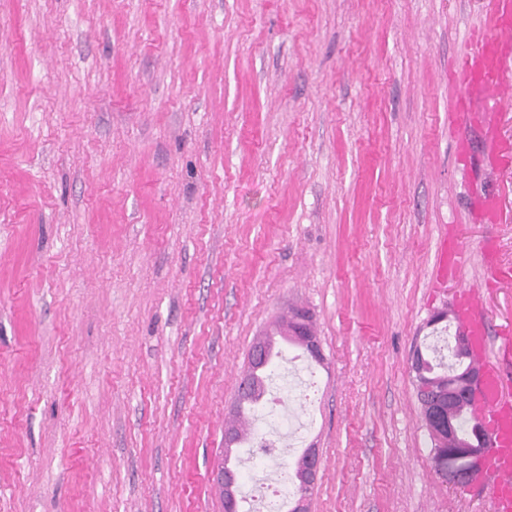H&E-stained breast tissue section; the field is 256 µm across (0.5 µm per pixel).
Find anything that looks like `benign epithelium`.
I'll list each match as a JSON object with an SVG mask.
<instances>
[{
  "mask_svg": "<svg viewBox=\"0 0 512 512\" xmlns=\"http://www.w3.org/2000/svg\"><path fill=\"white\" fill-rule=\"evenodd\" d=\"M479 378L480 371L475 363L462 375L458 387L448 389L446 394L416 379V393L422 407L423 420L438 458V475L451 485L469 484L482 457V449L459 439L455 423L457 405L470 395ZM320 464V456L315 448L307 449L296 462L295 475L301 480L304 491L300 492L295 501V512H307L306 490L316 483ZM217 482L224 494L226 512H236L239 474L233 469L222 467L217 473Z\"/></svg>",
  "mask_w": 512,
  "mask_h": 512,
  "instance_id": "1",
  "label": "benign epithelium"
}]
</instances>
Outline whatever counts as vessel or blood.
<instances>
[{
    "label": "vessel or blood",
    "instance_id": "1",
    "mask_svg": "<svg viewBox=\"0 0 512 512\" xmlns=\"http://www.w3.org/2000/svg\"><path fill=\"white\" fill-rule=\"evenodd\" d=\"M492 35L476 40L471 51L455 62L456 85L466 96L477 99L476 112L455 113L453 127L459 136L477 130L495 164H512V143L499 139L498 118L512 104V0H490ZM465 253L444 246L439 260V280L456 274ZM454 316L467 334L480 379L469 405L488 436L482 469L476 482L492 512H512V334L491 336L490 317L478 289L460 291L454 301Z\"/></svg>",
    "mask_w": 512,
    "mask_h": 512
}]
</instances>
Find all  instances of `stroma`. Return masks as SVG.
<instances>
[{"label": "stroma", "instance_id": "obj_1", "mask_svg": "<svg viewBox=\"0 0 512 512\" xmlns=\"http://www.w3.org/2000/svg\"><path fill=\"white\" fill-rule=\"evenodd\" d=\"M489 0H0V512H224V428L257 336L306 308L276 426L239 450L309 512H492L436 473L415 351L480 288L512 332V167L448 124ZM491 193L499 219H478ZM459 277L432 282L442 233ZM446 322H435L437 314ZM320 456L317 448H307L301 459H298L295 467V475L301 480V485L310 489L317 481L320 471Z\"/></svg>", "mask_w": 512, "mask_h": 512}]
</instances>
